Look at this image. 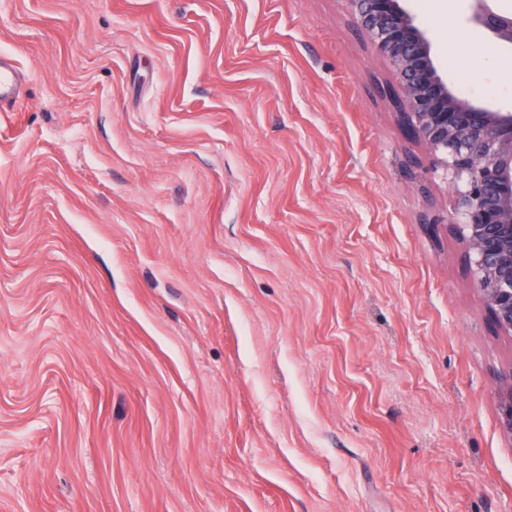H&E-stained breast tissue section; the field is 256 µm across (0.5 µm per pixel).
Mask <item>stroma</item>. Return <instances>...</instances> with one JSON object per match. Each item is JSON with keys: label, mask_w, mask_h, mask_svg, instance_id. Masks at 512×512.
Returning a JSON list of instances; mask_svg holds the SVG:
<instances>
[{"label": "stroma", "mask_w": 512, "mask_h": 512, "mask_svg": "<svg viewBox=\"0 0 512 512\" xmlns=\"http://www.w3.org/2000/svg\"><path fill=\"white\" fill-rule=\"evenodd\" d=\"M1 52L0 512H512V336L346 0H0ZM23 73L10 56L0 55V106L9 105L12 109L22 99ZM498 383L502 404L500 425L504 434L512 438V366L499 376Z\"/></svg>", "instance_id": "1"}]
</instances>
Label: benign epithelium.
<instances>
[{
  "instance_id": "7a95c632",
  "label": "benign epithelium",
  "mask_w": 512,
  "mask_h": 512,
  "mask_svg": "<svg viewBox=\"0 0 512 512\" xmlns=\"http://www.w3.org/2000/svg\"><path fill=\"white\" fill-rule=\"evenodd\" d=\"M401 0H347L359 28L391 67L399 91L383 90L408 136L454 187V220L469 274L503 335H512V111L460 95L431 56V44ZM471 21L512 45V15L473 0ZM500 425L512 438V367L499 376Z\"/></svg>"
}]
</instances>
